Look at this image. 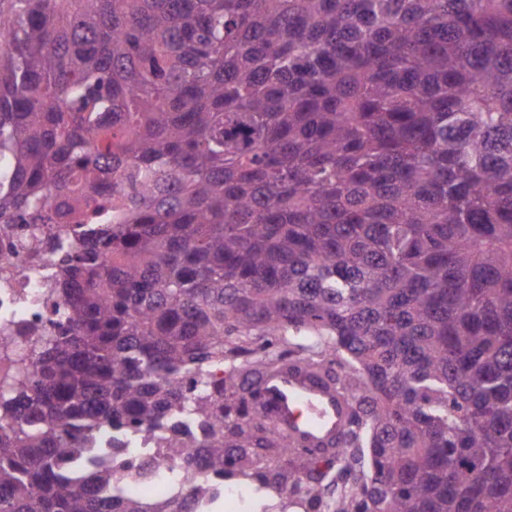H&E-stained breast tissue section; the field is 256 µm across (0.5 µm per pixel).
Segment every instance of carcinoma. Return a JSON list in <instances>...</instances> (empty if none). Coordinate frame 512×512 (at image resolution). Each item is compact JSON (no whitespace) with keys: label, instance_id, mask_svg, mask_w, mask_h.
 Returning <instances> with one entry per match:
<instances>
[{"label":"carcinoma","instance_id":"carcinoma-1","mask_svg":"<svg viewBox=\"0 0 512 512\" xmlns=\"http://www.w3.org/2000/svg\"><path fill=\"white\" fill-rule=\"evenodd\" d=\"M0 9V224H57L0 389V512H512V0H17ZM112 163L123 224L69 219ZM348 409L325 466L244 381ZM117 446H119L117 448H121L120 457L128 458L131 465L128 468L114 471V480L129 494H136L138 497H148L150 501H161L171 499L180 493L178 488L164 483L163 490L159 494H146V489L154 487L161 482L159 475L167 468V465L157 464L155 471L152 474L146 475L139 467V460L143 458L140 457L138 451L134 449L136 446L131 444H121Z\"/></svg>","mask_w":512,"mask_h":512}]
</instances>
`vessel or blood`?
I'll return each instance as SVG.
<instances>
[{
    "label": "vessel or blood",
    "instance_id": "1",
    "mask_svg": "<svg viewBox=\"0 0 512 512\" xmlns=\"http://www.w3.org/2000/svg\"><path fill=\"white\" fill-rule=\"evenodd\" d=\"M258 381L267 417L289 439L310 448L334 446L344 422V405L335 392L292 369Z\"/></svg>",
    "mask_w": 512,
    "mask_h": 512
}]
</instances>
